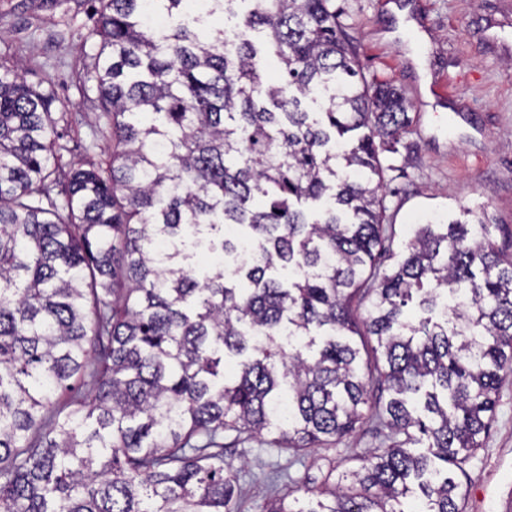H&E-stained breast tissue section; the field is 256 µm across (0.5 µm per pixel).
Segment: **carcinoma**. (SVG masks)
I'll return each mask as SVG.
<instances>
[{
	"mask_svg": "<svg viewBox=\"0 0 512 512\" xmlns=\"http://www.w3.org/2000/svg\"><path fill=\"white\" fill-rule=\"evenodd\" d=\"M236 2L98 0L86 78L112 153L63 175L56 95L0 51V512H239L224 433L318 448L368 416L391 444L267 512H462L449 466L512 371V254L480 218L417 224L381 270L405 93L355 81L333 0H250L262 51L219 22ZM227 227L253 247L232 273Z\"/></svg>",
	"mask_w": 512,
	"mask_h": 512,
	"instance_id": "obj_1",
	"label": "carcinoma"
}]
</instances>
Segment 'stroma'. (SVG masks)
Instances as JSON below:
<instances>
[{"mask_svg": "<svg viewBox=\"0 0 512 512\" xmlns=\"http://www.w3.org/2000/svg\"><path fill=\"white\" fill-rule=\"evenodd\" d=\"M409 28L398 27L391 0H335L340 21L370 80L390 81L409 101L411 152L390 156L382 194L402 254L416 224L488 215L491 233L512 248V0H402ZM94 0H0V49H10L34 82L58 95L61 164L106 159L92 98L83 92ZM273 432L226 443L224 458L240 467L241 512H264L292 483L348 471L365 451L387 444L367 419L349 436L301 455L278 448ZM465 512H505L512 499V373L503 377L488 433L467 462Z\"/></svg>", "mask_w": 512, "mask_h": 512, "instance_id": "stroma-1", "label": "stroma"}]
</instances>
